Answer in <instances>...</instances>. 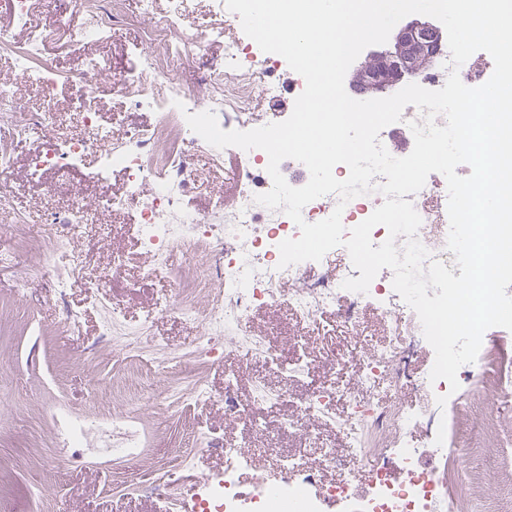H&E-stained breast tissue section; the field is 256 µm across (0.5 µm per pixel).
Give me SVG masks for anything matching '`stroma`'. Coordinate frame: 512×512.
<instances>
[{"label":"stroma","mask_w":512,"mask_h":512,"mask_svg":"<svg viewBox=\"0 0 512 512\" xmlns=\"http://www.w3.org/2000/svg\"><path fill=\"white\" fill-rule=\"evenodd\" d=\"M124 8L135 17V24L114 28L107 40L82 45L64 34L46 49L47 59L66 74L78 72L89 54L110 60L112 68L101 77L97 98L116 141L125 138L129 127L153 122L151 113L129 106L121 81L135 69L145 49L142 29L155 18L144 14L141 0H124ZM40 147V142L34 141L18 149L11 174L14 192L0 205V247L17 252L26 261L29 277L28 296L17 301L16 273L0 267V512H171L166 496L148 494L128 478L129 460L117 455L94 456L84 448H64L56 438V413L106 418L112 414L115 401L137 393L171 395L200 383L212 393L208 403L177 405L168 412L145 416L140 423L143 448L137 463L160 468L168 458V449L191 445L181 473L188 483L221 472L224 466L220 455L195 446L199 437L241 446L268 476L279 474L282 459L310 460L325 446L345 455L341 432L323 421L306 419L301 431L284 429L281 422L297 414L316 384L352 382V372L330 365L331 351L348 348L354 359L361 360L384 345L390 331L374 310L361 308L360 325L353 332L329 311L317 322L306 323L284 301L256 309L250 319L253 331L268 337L276 348L292 349L298 336L310 339L311 373L290 381L260 361L241 370L239 358L231 350H220L205 361L196 359L201 327L173 310L158 316L147 330L164 341L154 356L166 373L156 376L131 350L147 310L164 300L183 301L202 309L207 298L181 277L180 253L171 255L170 275L145 276L131 212H110L87 225L76 243L83 264L70 281L66 299L70 305L85 306L86 312L79 330L68 328L61 319L54 284L37 271L44 243L43 221L51 214L64 215L73 195L92 198L99 189L83 168L70 173L56 193H48L44 185L56 182V174H47L41 183L28 174V158ZM239 165L238 155L230 150L219 166L207 155H197L193 160L196 182L186 193L185 204L204 214L210 211L215 197L232 202L239 192L234 176ZM20 214L26 216V223H17ZM116 252L130 258L108 288L111 305L123 312L124 325L108 345L99 347L95 341L107 309L86 307L87 284L111 263ZM235 371L241 374V407L250 405L254 388L276 395L264 407L262 431L242 434L225 413L224 377ZM50 457L67 458L71 464L59 473L44 466V459ZM435 466L442 490L452 503L487 495L494 485V471L512 470V403L499 405L496 410L484 464L476 470L472 483L458 481L455 456L437 459Z\"/></svg>","instance_id":"obj_1"}]
</instances>
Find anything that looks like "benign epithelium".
<instances>
[{"label":"benign epithelium","mask_w":512,"mask_h":512,"mask_svg":"<svg viewBox=\"0 0 512 512\" xmlns=\"http://www.w3.org/2000/svg\"><path fill=\"white\" fill-rule=\"evenodd\" d=\"M442 46L444 33L440 27L429 22H412L398 30L388 49L370 54L353 75L350 87L370 96L385 93L426 71Z\"/></svg>","instance_id":"benign-epithelium-1"}]
</instances>
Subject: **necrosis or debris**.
<instances>
[{"mask_svg":"<svg viewBox=\"0 0 512 512\" xmlns=\"http://www.w3.org/2000/svg\"><path fill=\"white\" fill-rule=\"evenodd\" d=\"M13 21L12 29H0V50L11 52L21 77L38 88L44 98L40 110L26 108L11 85L0 84V130L7 131L10 147H0V178L10 173L16 148L38 139L42 148L29 163V176L41 180L45 172L66 174L87 158H94L90 179L101 192L94 199L75 197L66 215L45 221L50 254L40 262L42 274L58 286V297H65L63 279L51 258L52 252H66L71 267L82 264L80 252L70 250L80 238L84 225L103 212L133 208L135 232L140 256L146 261L145 272H160V260L172 250H179L183 268L200 291L210 294L204 311L182 305L185 318L200 320L202 336L198 352L212 357L221 349H236L242 367H249L255 357H262L271 370L285 377L305 376L309 365L304 356L309 345L305 336L297 337V353L286 356L269 349L264 337L250 328L254 309L271 307L288 299L293 309L307 322L317 320L323 310L336 309L348 324H356L357 310L372 307L379 318L394 329L382 351L364 360L351 362L347 352L333 353L330 362L344 366L354 364V387L321 383L305 399L302 417L326 416L336 399H344L347 411L342 423L351 460L337 456L335 449H322L313 463L285 459L280 477L269 482L258 474L253 459L242 449L224 447V469L219 474L193 483L174 502L176 512H283L291 505L296 512H439L444 506L439 478L432 465L436 456L447 454L448 424L440 419L441 407L468 404L478 420L469 429V442L460 455L459 481H469L471 460L482 453L489 434L492 402L512 398V378L501 379L492 393L463 401L460 394L450 393L446 381H430L428 373H411L405 357L406 345L424 338L415 311L392 287L393 273L382 269L371 282L367 293L343 289L345 277H358L348 269L346 275H326L315 280L299 281L301 264L280 267L279 244L300 235L297 225L282 211L270 210L257 203V195L268 192L272 179L267 171L268 155L260 149L240 151L241 166L237 180L241 191L232 207L216 198L209 214L187 209L182 199L195 181L191 159L203 153L215 164H222L224 152L206 143L188 126L186 113L211 111L234 112L245 116L255 109L252 89L265 86L266 100L275 103L280 86L276 81L285 60L263 52L247 37L238 14L230 12L225 0H212L216 12L223 14L222 28L209 32L187 29L183 23L189 0H165L161 20L143 30L147 49L137 67L128 74L122 90L132 108L152 112L149 126L130 128L125 141H113L111 130L102 119L94 86L100 76L110 71L105 58L89 55L81 71L73 77L60 73L43 55L44 48L69 33L75 41L92 43L107 39L116 25L129 23L122 0H79L82 20L78 27L64 30L62 23L42 26L29 23L31 0H0ZM23 28L27 38L15 44L13 28ZM224 45V61L218 66H204L201 92L184 91L175 73L189 58H203L207 42ZM77 86V103L85 128L84 136L62 138L53 135L56 123L54 92L58 85ZM120 175L122 192L112 190L113 175ZM410 200L421 217L419 241L433 260L454 268V255L447 238L433 235L432 225L441 223L447 210V184L443 175L430 174L424 187ZM295 281V288L281 292L279 285ZM406 382L424 389L432 401L429 410L409 412L380 403L382 388ZM446 397L437 405V397ZM148 401L136 399L102 421L97 430L103 447L126 449L137 458L141 446L134 429L136 418L148 413ZM437 428L422 444L407 438L408 433L427 422ZM372 432L386 439L387 447H366L363 436ZM339 470V479L324 483L321 472Z\"/></svg>","mask_w":512,"mask_h":512,"instance_id":"1","label":"necrosis or debris"}]
</instances>
